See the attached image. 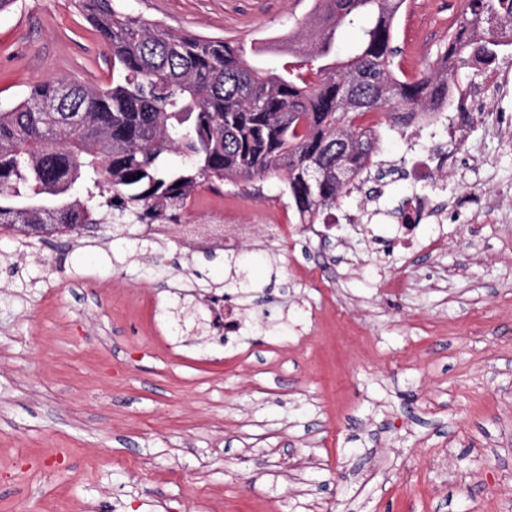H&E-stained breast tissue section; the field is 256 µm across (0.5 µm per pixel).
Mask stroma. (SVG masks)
Wrapping results in <instances>:
<instances>
[{"label": "stroma", "instance_id": "obj_1", "mask_svg": "<svg viewBox=\"0 0 512 512\" xmlns=\"http://www.w3.org/2000/svg\"><path fill=\"white\" fill-rule=\"evenodd\" d=\"M185 33L242 43L281 72L319 30L313 0H122ZM457 19L405 0L406 71L431 66ZM112 79L79 0L0 5V106L50 78ZM512 92L462 114L456 167L428 164L447 206L436 250L376 242L416 185V125L380 128V181L344 197L372 220L308 239L273 229L277 180L200 190L179 222L251 224L239 331L188 336L171 288L225 278L223 252L175 225L81 237L0 231V512H512ZM178 222V223H179ZM168 277L146 273L142 235ZM402 287L387 292L383 283Z\"/></svg>", "mask_w": 512, "mask_h": 512}]
</instances>
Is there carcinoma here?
<instances>
[{
	"label": "carcinoma",
	"instance_id": "carcinoma-1",
	"mask_svg": "<svg viewBox=\"0 0 512 512\" xmlns=\"http://www.w3.org/2000/svg\"><path fill=\"white\" fill-rule=\"evenodd\" d=\"M112 60V81L49 79L0 111V227L26 238L46 224L75 229L169 220L196 192L226 182L275 178L303 224L331 223L332 210L377 152V131L435 115L451 78L512 34V0H464L439 64L406 73L394 45L402 0H316L324 25L299 61L272 73L252 66L240 43L173 31L123 11L118 0H81ZM361 32L343 61L337 31ZM321 59L313 67L309 62ZM182 157L178 168L163 156ZM234 288L249 286L232 260ZM176 325L198 310L171 308Z\"/></svg>",
	"mask_w": 512,
	"mask_h": 512
}]
</instances>
